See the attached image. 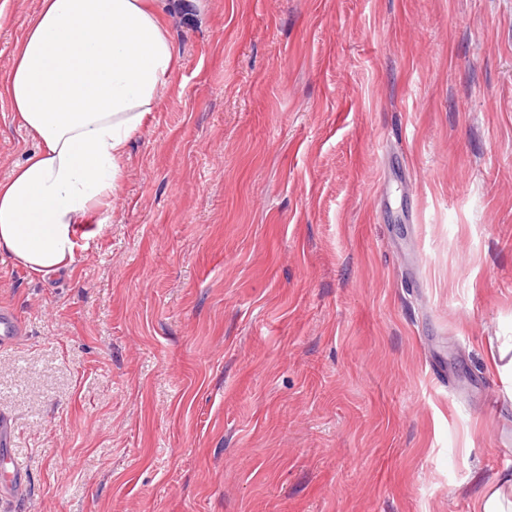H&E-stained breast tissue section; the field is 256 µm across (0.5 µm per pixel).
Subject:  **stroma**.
<instances>
[{
    "instance_id": "stroma-1",
    "label": "stroma",
    "mask_w": 512,
    "mask_h": 512,
    "mask_svg": "<svg viewBox=\"0 0 512 512\" xmlns=\"http://www.w3.org/2000/svg\"><path fill=\"white\" fill-rule=\"evenodd\" d=\"M39 0H0V72ZM71 268L0 251V512H474L512 471V0H179ZM0 99V178L36 149ZM22 319L11 309H0V348L13 344L23 332ZM15 426L11 419L0 416V498L22 497L27 490L26 475L15 458L10 454L15 439Z\"/></svg>"
}]
</instances>
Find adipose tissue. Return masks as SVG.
Masks as SVG:
<instances>
[{
  "label": "adipose tissue",
  "instance_id": "1",
  "mask_svg": "<svg viewBox=\"0 0 512 512\" xmlns=\"http://www.w3.org/2000/svg\"><path fill=\"white\" fill-rule=\"evenodd\" d=\"M155 0H40L0 78L38 147L0 179V250L47 275L117 197L128 146L179 66Z\"/></svg>",
  "mask_w": 512,
  "mask_h": 512
}]
</instances>
